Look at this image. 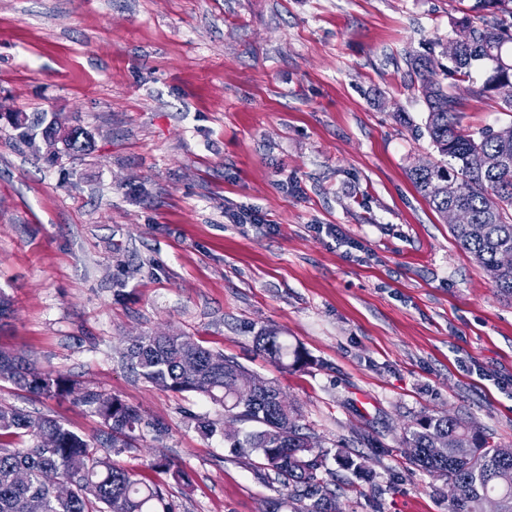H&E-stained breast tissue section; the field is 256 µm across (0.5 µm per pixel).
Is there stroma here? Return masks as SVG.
I'll return each mask as SVG.
<instances>
[{
    "label": "stroma",
    "mask_w": 512,
    "mask_h": 512,
    "mask_svg": "<svg viewBox=\"0 0 512 512\" xmlns=\"http://www.w3.org/2000/svg\"><path fill=\"white\" fill-rule=\"evenodd\" d=\"M456 0H0V347L118 396L147 421L117 461L177 512H265L278 487L231 454L223 408L125 356L174 333L275 381L331 453L341 512H447L411 465L424 414L512 447V298L498 295L409 178L438 161L406 55L440 57ZM468 130L512 122L457 84ZM92 136L50 161L10 113ZM249 207L262 224H232ZM301 346L284 367L261 329ZM92 438L76 396L0 382V405ZM362 456L370 481L333 455ZM164 456L190 486L152 471Z\"/></svg>",
    "instance_id": "1"
}]
</instances>
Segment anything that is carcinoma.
I'll list each match as a JSON object with an SVG mask.
<instances>
[{"mask_svg":"<svg viewBox=\"0 0 512 512\" xmlns=\"http://www.w3.org/2000/svg\"><path fill=\"white\" fill-rule=\"evenodd\" d=\"M471 33L458 52L439 65L426 55H412L408 65L417 78L426 107L424 129L443 161L410 169L415 187L441 218L448 205L468 210L471 224H454L457 244L472 255L492 285L512 296V124L497 130L468 131L460 125L462 102L452 87L470 85L475 99H492L500 110L512 112V99L497 94L512 83V0H474L463 11L454 31ZM451 83H445V80ZM45 137L61 148L52 158L90 147L88 133L76 128L60 133L49 123ZM481 152L493 160L484 170L470 167ZM256 348L280 362L293 355V364L308 363L307 353L288 344L273 329L255 336ZM128 356L147 381L174 392H194L224 406V419L247 421L254 429L245 435L224 433L229 452L252 461L262 479L282 487L268 501L267 512H336V473L326 468L328 451L316 447L299 424L297 408L273 381L255 378L234 358L208 349L189 336L146 334L128 348ZM0 380L28 392L63 397L74 383L67 377L40 370L17 352L0 350ZM81 402L100 417L105 427L86 440L58 421L0 406V438L23 435L19 446L0 442V512H176L163 487L137 477L112 455L133 447L143 421L140 410L122 399L87 389ZM405 443L417 449L409 462L436 473L454 488L448 512H484L489 496L498 498V512H512V448L490 445L480 431H470L449 415H424L406 431ZM442 445L444 453L431 449ZM341 465L369 480L364 463L338 454ZM150 468L174 483L190 484L187 471L165 457Z\"/></svg>","mask_w":512,"mask_h":512,"instance_id":"cac0c4a2","label":"carcinoma"}]
</instances>
